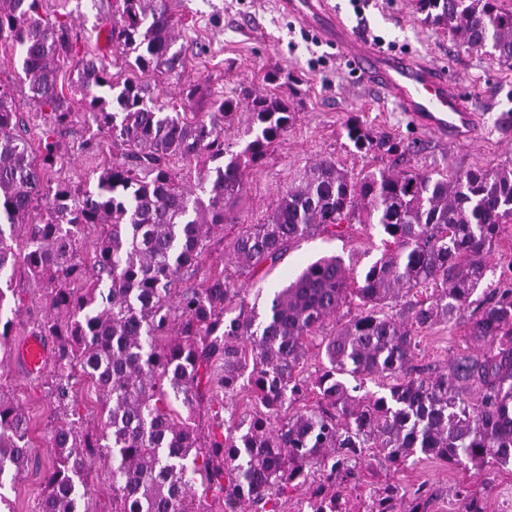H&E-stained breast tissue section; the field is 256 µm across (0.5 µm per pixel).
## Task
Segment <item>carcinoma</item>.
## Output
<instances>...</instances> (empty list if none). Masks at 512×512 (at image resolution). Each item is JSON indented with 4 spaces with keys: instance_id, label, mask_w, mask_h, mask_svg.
Wrapping results in <instances>:
<instances>
[{
    "instance_id": "carcinoma-1",
    "label": "carcinoma",
    "mask_w": 512,
    "mask_h": 512,
    "mask_svg": "<svg viewBox=\"0 0 512 512\" xmlns=\"http://www.w3.org/2000/svg\"><path fill=\"white\" fill-rule=\"evenodd\" d=\"M43 0H0V46L20 52L30 98L48 108L38 143L20 128L15 100L0 85V276L23 259L29 276L52 288L59 338L61 401L69 370L99 392L105 411L101 441L86 442L60 425L45 475L43 512H80L89 493L86 471L98 455L112 478V512H191L196 484L221 512H288V490L308 483L312 512H332L336 481L374 448L400 466L419 454L452 466L512 464V260L510 276L487 282L493 245L512 223V168L370 171L352 177L332 158L310 166L264 222L233 242L250 276L276 261L294 240L341 225L371 224L385 236L381 256L362 282L335 256L322 257L269 297L248 307L224 272L180 288L213 229L239 219L243 186L296 118L274 95L222 96L209 112H181L149 102L142 81H120L114 68L169 75L183 66L166 0H121L111 26L112 57L84 59L73 48L65 14L42 13ZM424 21L441 26L460 47L512 67V10L498 0H417ZM76 58L84 95L67 97L58 61ZM122 148L123 162L104 166L94 188H74L52 175L60 164L55 131L78 110ZM251 112V138L240 150L224 134L238 111ZM357 150L396 152L350 121ZM201 159L198 191L171 167L173 158ZM103 226L94 275L85 278L73 243L87 226ZM24 227L22 240L15 228ZM426 299L393 308L414 289ZM467 336L497 345L483 359L462 357L452 374L414 364L418 332L463 318ZM363 311L318 347L326 365L309 386L300 364L326 319L347 299ZM396 377L384 394L355 392L373 378ZM478 385V396L469 388ZM219 387L224 401L253 408L247 429L221 420V434L201 438L179 418L186 405ZM314 396L282 417L286 405ZM32 458L29 420L0 396V488ZM398 488L367 512H395Z\"/></svg>"
}]
</instances>
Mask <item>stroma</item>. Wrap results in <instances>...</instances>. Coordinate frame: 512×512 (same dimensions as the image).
<instances>
[{"label": "stroma", "instance_id": "1", "mask_svg": "<svg viewBox=\"0 0 512 512\" xmlns=\"http://www.w3.org/2000/svg\"><path fill=\"white\" fill-rule=\"evenodd\" d=\"M333 2L345 26L377 39L379 51L417 60L461 84L481 114L480 130L475 138L455 143L418 129L380 91L363 81L340 45L327 41L316 27L280 12L276 0H168L185 63L179 75L151 78L155 98L174 97L184 102L187 111L205 112L219 96L248 88L288 98L296 107L293 125L245 183L238 223L214 230L198 270L185 273L183 286L196 283L201 273L223 270L232 275L250 305L256 296H268L308 264L331 255L342 258L353 277H361L382 252L380 233L364 224H347L335 235L320 231L293 241L275 264L255 278L240 274L233 261V240L266 218L288 186L319 159L333 158L356 176L389 166L444 172L512 168V67L482 51L457 47L444 30L422 21L415 0H369L360 19L350 0ZM116 9V0H85L81 10L71 15L70 34L84 55H111L106 34ZM271 71L280 75L273 84L265 80ZM0 84L13 93L29 138L38 140L46 128L47 110L30 99L21 62L8 51L0 53ZM351 120L373 136L401 141L406 153L356 150L344 130ZM57 141L61 175L76 187L91 185L103 153L112 150L85 113L64 128ZM12 286L14 296L0 305V325L8 327L7 335L0 338V395L28 416L34 452L30 465L1 492L11 512H41L56 428L69 424L81 434L96 437L101 432L100 401L97 392L80 381L73 384L65 402H58L56 364L32 376L14 359V348L30 333L40 332L53 312L49 288L31 281L23 266H16ZM418 339L416 365L437 374L449 372L461 357L494 352L491 344L472 341L461 321L420 330ZM354 471L351 504L355 507L389 486L409 496L418 489L427 491V512H465L469 499L480 512H502L512 505V465L489 464L478 470L420 456L393 467L369 450L357 459Z\"/></svg>", "mask_w": 512, "mask_h": 512}]
</instances>
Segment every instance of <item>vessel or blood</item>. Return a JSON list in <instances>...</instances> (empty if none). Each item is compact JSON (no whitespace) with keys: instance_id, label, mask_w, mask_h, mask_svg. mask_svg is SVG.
Returning a JSON list of instances; mask_svg holds the SVG:
<instances>
[{"instance_id":"obj_1","label":"vessel or blood","mask_w":512,"mask_h":512,"mask_svg":"<svg viewBox=\"0 0 512 512\" xmlns=\"http://www.w3.org/2000/svg\"><path fill=\"white\" fill-rule=\"evenodd\" d=\"M289 14L309 23L327 9L326 0H282ZM345 49L364 79L394 99L411 122L444 138H468L478 124L465 90L446 74L406 57L377 52L353 36H345ZM17 357L26 371L38 374L45 368L50 349L41 336H27Z\"/></svg>"}]
</instances>
